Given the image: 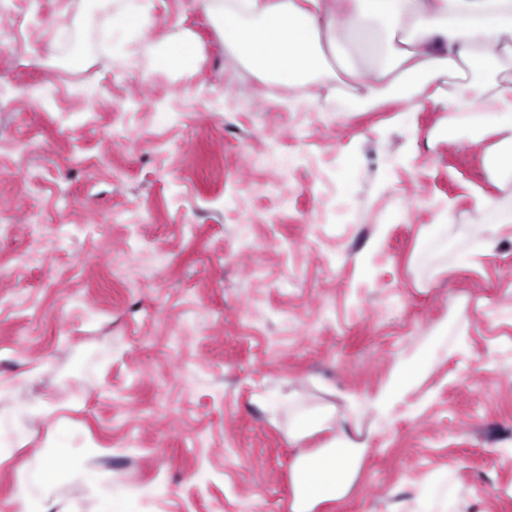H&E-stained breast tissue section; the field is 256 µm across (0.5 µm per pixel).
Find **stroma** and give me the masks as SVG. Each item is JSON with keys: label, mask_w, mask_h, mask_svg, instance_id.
<instances>
[{"label": "stroma", "mask_w": 512, "mask_h": 512, "mask_svg": "<svg viewBox=\"0 0 512 512\" xmlns=\"http://www.w3.org/2000/svg\"><path fill=\"white\" fill-rule=\"evenodd\" d=\"M155 39L103 36L88 0H0V512L31 467L30 512H290L294 459L344 432L370 453L316 512H412L418 489L512 512V224L484 122L424 107L339 110L324 82L288 107L224 44L205 0H155ZM192 35L190 68L159 57ZM300 156L292 172L268 149ZM168 263L158 266V254ZM125 267L134 287L113 280ZM460 347L430 360L391 420L351 412L449 312ZM278 389L296 410L271 416ZM333 428L293 442L312 412ZM152 497H144L145 488ZM475 224H512V194L498 198H481L477 206ZM46 472V469L38 468L33 470L26 483H24L17 494L18 500L23 503L32 501L35 497L41 495L45 491V481L40 479V475Z\"/></svg>", "instance_id": "obj_1"}]
</instances>
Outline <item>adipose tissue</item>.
<instances>
[{
    "label": "adipose tissue",
    "instance_id": "obj_1",
    "mask_svg": "<svg viewBox=\"0 0 512 512\" xmlns=\"http://www.w3.org/2000/svg\"><path fill=\"white\" fill-rule=\"evenodd\" d=\"M207 7L253 69L297 86L292 105L306 103L303 88L329 53L344 80L328 93L343 96L344 111L395 100L407 127L426 105L488 113L484 134L501 137L489 171L512 183V0H207ZM322 31L324 50L314 44ZM367 453L340 435L299 455L291 512H314L345 495Z\"/></svg>",
    "mask_w": 512,
    "mask_h": 512
}]
</instances>
